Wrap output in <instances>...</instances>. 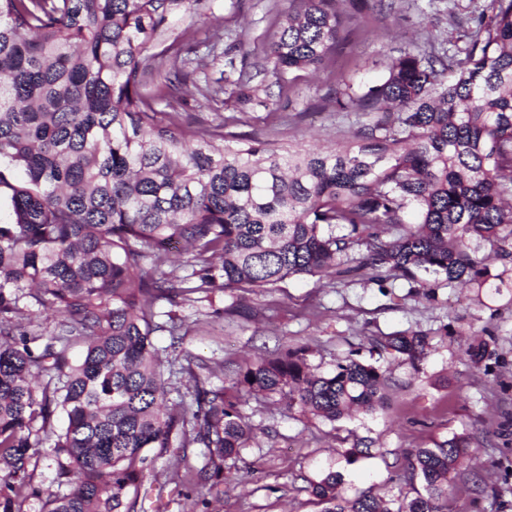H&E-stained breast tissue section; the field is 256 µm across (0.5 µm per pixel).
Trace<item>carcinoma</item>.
Returning a JSON list of instances; mask_svg holds the SVG:
<instances>
[{"label": "carcinoma", "instance_id": "cac0c4a2", "mask_svg": "<svg viewBox=\"0 0 512 512\" xmlns=\"http://www.w3.org/2000/svg\"><path fill=\"white\" fill-rule=\"evenodd\" d=\"M290 2L273 20L271 68L251 72L242 40L224 52V81L241 104L266 106L271 88L283 93L345 48L339 0ZM209 9V0H0V207L10 210L0 221V512H20L27 496L46 512H146L144 472L167 449L193 445L205 449L202 467L174 481L206 505L224 459L254 438L245 397L277 396L329 422L384 405L381 367L348 357L322 373L296 349L258 357L229 387L193 374L191 404L175 408L152 336L176 337L182 320L171 310L159 320V302L337 274L356 247L362 258L344 272L369 268L420 288L431 287L420 273L481 287L487 259L512 260V0L458 18L446 45L412 42L380 82L337 89L336 109L368 122L329 150L244 142L180 117L169 90L186 84L197 50L178 22ZM390 226L400 232L386 238ZM174 243L190 254L182 277L169 266ZM47 312L62 320L38 334ZM79 340L86 349L73 364ZM369 345L414 365L430 342L401 332ZM58 411L67 426L57 435ZM41 434L56 435L66 493L16 482ZM468 456L458 435L413 449L404 480L422 491L410 499L348 497L333 469L311 494L321 512H443Z\"/></svg>", "mask_w": 512, "mask_h": 512}]
</instances>
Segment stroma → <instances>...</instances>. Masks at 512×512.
<instances>
[{"mask_svg":"<svg viewBox=\"0 0 512 512\" xmlns=\"http://www.w3.org/2000/svg\"><path fill=\"white\" fill-rule=\"evenodd\" d=\"M269 0H211L207 18L181 23L187 41L210 38L215 49L183 87L196 94L224 72V50L234 39L272 33ZM343 52L316 74L300 73L288 92L267 107L238 105L234 94L189 111L208 125L223 124L242 138L304 143L322 148L354 141L361 115L336 111L329 96L344 84L380 81L391 48L424 33L441 40L453 31L446 8L424 15L397 5L395 12L359 11ZM391 30L390 46L377 32ZM483 287L434 284L430 294L403 279L377 282L371 270L357 276L290 279L273 288L234 290L176 307L179 341L157 334L166 360L185 366L171 401L192 391L190 375L210 387L230 385L245 358L302 347L308 363L328 373L352 352L379 365L396 386L384 410L329 423L288 410L275 397H251L241 406L256 438L239 457L225 460V481L209 495L204 512H319L309 485L327 469L344 475L348 492L410 494L403 478L406 453L452 436L467 437L470 461L458 471L444 512H512V264L488 263ZM419 331L432 347L418 366L369 349L368 337ZM489 342L490 354L473 363L467 349ZM370 444V458L347 464L339 451ZM199 449H168L142 488L146 512H186L168 479L175 469L201 467Z\"/></svg>","mask_w":512,"mask_h":512,"instance_id":"stroma-1","label":"stroma"}]
</instances>
